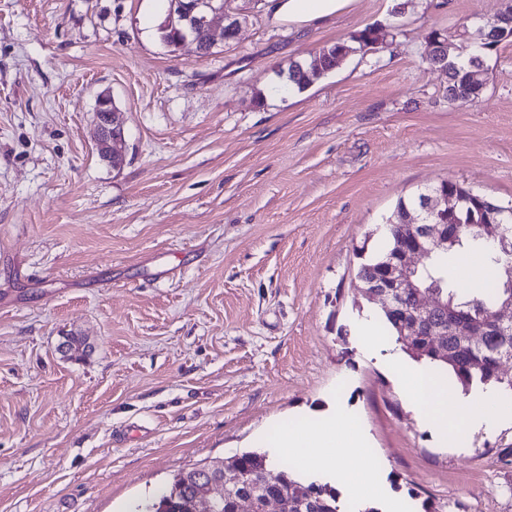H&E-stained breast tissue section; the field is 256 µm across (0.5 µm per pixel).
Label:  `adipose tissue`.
Listing matches in <instances>:
<instances>
[{
  "mask_svg": "<svg viewBox=\"0 0 512 512\" xmlns=\"http://www.w3.org/2000/svg\"><path fill=\"white\" fill-rule=\"evenodd\" d=\"M351 0H266L273 22L311 26L336 17ZM357 339L367 351L385 352L404 399L432 424L444 444L459 446L473 432L512 422V403L488 392L465 396L452 380L433 367L407 363L394 339L366 322ZM276 447L287 449L301 462L328 471L353 501L383 496L375 461L369 456L368 436L360 422L344 410L320 416L315 422L283 432Z\"/></svg>",
  "mask_w": 512,
  "mask_h": 512,
  "instance_id": "ef3b65f1",
  "label": "adipose tissue"
}]
</instances>
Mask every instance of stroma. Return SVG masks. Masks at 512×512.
<instances>
[{
	"label": "stroma",
	"instance_id": "35a3bbf8",
	"mask_svg": "<svg viewBox=\"0 0 512 512\" xmlns=\"http://www.w3.org/2000/svg\"><path fill=\"white\" fill-rule=\"evenodd\" d=\"M503 3L353 0L297 29L234 0L237 36L202 55L162 43L163 0H0V512H135L205 462L288 463L278 433L338 406L379 512H512V426L442 445L356 338L377 309L360 255L399 200L452 180L512 203V39L473 105L423 59ZM370 24L382 44L284 92L292 61ZM95 116L98 130L97 150L100 159L112 164V167L120 165L124 158L122 152L124 129L117 118L110 93L103 92L98 95Z\"/></svg>",
	"mask_w": 512,
	"mask_h": 512
}]
</instances>
